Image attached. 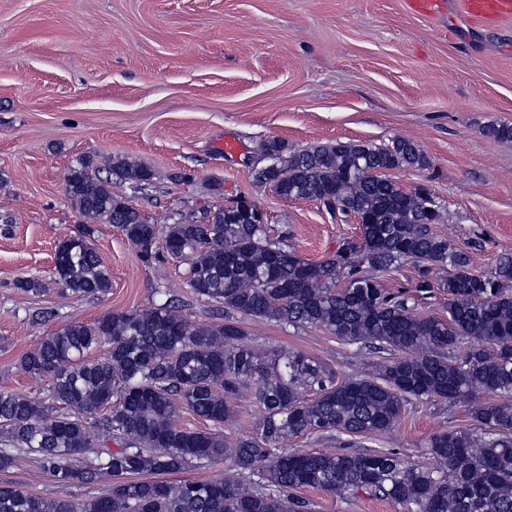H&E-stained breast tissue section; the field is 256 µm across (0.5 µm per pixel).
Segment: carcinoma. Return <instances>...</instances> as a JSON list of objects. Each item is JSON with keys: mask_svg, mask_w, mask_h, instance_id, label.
Instances as JSON below:
<instances>
[{"mask_svg": "<svg viewBox=\"0 0 512 512\" xmlns=\"http://www.w3.org/2000/svg\"><path fill=\"white\" fill-rule=\"evenodd\" d=\"M283 167L273 190L319 199L362 220L322 262L302 258L284 237L272 239L245 201L206 223L164 230L112 195V175L152 180L139 164L106 165L94 178L87 160L66 175V193L87 224L110 219L145 263L187 265V285L212 305L214 321L196 324L169 292L147 310L73 321L42 338L20 363L45 397L0 391V471L35 452L60 484L112 477L110 494L45 499L0 487V512H309L296 495L313 487L332 495L366 494L406 512H512V253L493 274L472 272L468 252L437 232L431 189H405L386 173L424 169L429 160L404 139L318 145L286 153L261 144ZM90 229L60 240L56 281L77 296L112 288ZM414 263L416 288H434L448 269V315L426 316L411 297L382 288L375 273ZM320 327L336 338L390 357L373 373L337 381L333 371L284 347L259 350L244 319ZM250 387L262 416L247 436L229 438L230 400ZM481 393L496 395L482 400ZM412 399L467 404L472 427L434 434L432 466L394 452L309 453L285 442L307 433L351 439L385 432ZM186 409L208 431L175 423ZM118 448L105 445L110 440ZM225 464L224 476L172 481L189 464Z\"/></svg>", "mask_w": 512, "mask_h": 512, "instance_id": "cac0c4a2", "label": "carcinoma"}]
</instances>
